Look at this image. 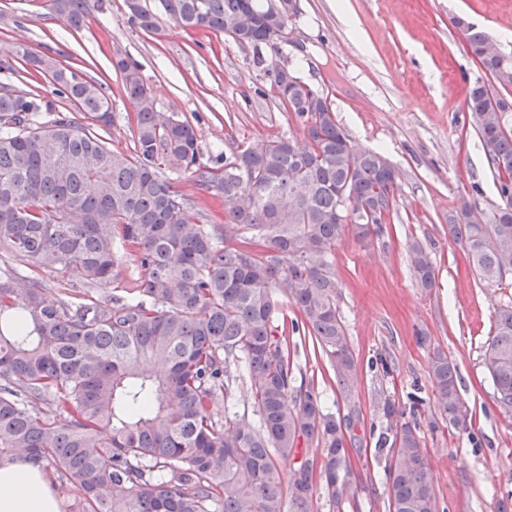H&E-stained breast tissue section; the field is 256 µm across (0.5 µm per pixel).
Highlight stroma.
I'll return each mask as SVG.
<instances>
[{
	"label": "stroma",
	"mask_w": 512,
	"mask_h": 512,
	"mask_svg": "<svg viewBox=\"0 0 512 512\" xmlns=\"http://www.w3.org/2000/svg\"><path fill=\"white\" fill-rule=\"evenodd\" d=\"M300 9L298 47L268 45L257 55L207 30L169 24L159 37L142 32L124 0H102L79 31L51 0H0V60L23 46L104 82L113 116L104 136L131 155L134 109L111 64L115 55L129 56L152 87L157 111L188 119L207 159L277 137L303 143L302 127L273 85L277 67L296 66L327 96L352 141L384 154L399 185L397 214L384 234L369 243L346 235L331 256L355 359L349 386L339 385L325 355L289 338L297 369L343 422L346 481L355 491L336 508L316 490L311 512H389L386 460L376 449L384 398L417 425L441 512H512V417L496 406L482 363L494 313L512 303V275L480 282L448 232V214L461 201L486 213L499 201L465 107L468 86L484 72L452 19L467 18L512 51V0H300ZM415 241L435 267L429 293L415 285L407 255ZM436 348L458 367L464 427L448 426L436 406L428 373Z\"/></svg>",
	"instance_id": "obj_1"
}]
</instances>
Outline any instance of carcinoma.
<instances>
[{
	"mask_svg": "<svg viewBox=\"0 0 512 512\" xmlns=\"http://www.w3.org/2000/svg\"><path fill=\"white\" fill-rule=\"evenodd\" d=\"M100 0H52L74 30ZM125 0L139 29L162 32L161 17L185 31L208 30L258 51L265 21L293 25L286 0ZM453 25L481 55L489 37L455 17ZM15 61L43 75L54 94L83 114L66 115L55 100L0 90V249L40 272L72 273L89 287L109 284L120 252L137 253V295L90 302L57 298L42 278L17 300L0 279V463L24 460L52 470L53 482L78 488L79 512H310L316 478L330 502L349 497L337 456L341 424L324 412L321 392L297 381L288 333L310 336L339 384L353 354L336 303L330 256L351 233L384 234L398 182L377 151L361 150L335 112H307L314 89L279 80L280 102L303 126L300 147L277 138L235 147L201 162L194 127L156 110L138 62L117 56L135 110L136 153L112 149L96 132L112 125L105 86L50 56L17 48ZM501 87L473 83L466 108L490 169L499 203L491 214L465 202L448 215V233L463 243L487 285L512 274V55L483 58ZM191 174L215 197L224 224L241 244L226 247L209 215L193 221L190 203L163 170ZM348 188L349 204L339 207ZM409 258L416 286L428 293L436 273L415 241ZM292 306L298 320L279 322ZM483 365L499 410L512 416V304L499 308ZM429 376L448 424L465 422L456 364L430 351ZM248 379L253 409L218 420L212 406ZM49 407L56 417L43 415ZM387 432L390 512H439L417 426L393 424L396 408L378 402ZM329 441L322 459L293 468L283 488L278 461L302 444Z\"/></svg>",
	"mask_w": 512,
	"mask_h": 512,
	"instance_id": "carcinoma-1",
	"label": "carcinoma"
}]
</instances>
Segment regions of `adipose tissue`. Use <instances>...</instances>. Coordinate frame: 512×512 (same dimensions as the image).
Returning <instances> with one entry per match:
<instances>
[{
    "mask_svg": "<svg viewBox=\"0 0 512 512\" xmlns=\"http://www.w3.org/2000/svg\"><path fill=\"white\" fill-rule=\"evenodd\" d=\"M0 512H58L46 476L22 460L0 464Z\"/></svg>",
    "mask_w": 512,
    "mask_h": 512,
    "instance_id": "obj_1",
    "label": "adipose tissue"
}]
</instances>
